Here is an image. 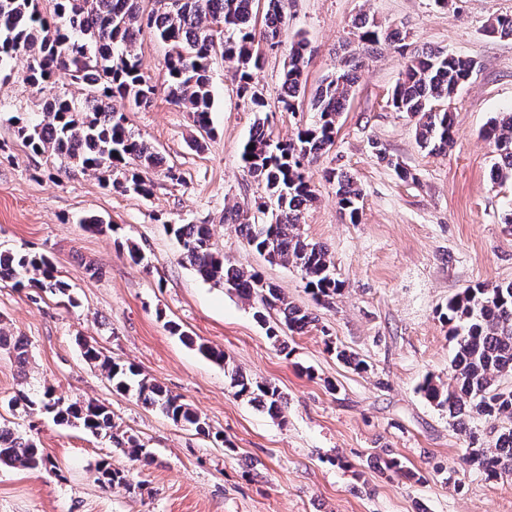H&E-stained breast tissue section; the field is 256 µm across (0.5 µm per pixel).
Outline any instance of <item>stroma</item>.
<instances>
[{
    "instance_id": "obj_1",
    "label": "stroma",
    "mask_w": 512,
    "mask_h": 512,
    "mask_svg": "<svg viewBox=\"0 0 512 512\" xmlns=\"http://www.w3.org/2000/svg\"><path fill=\"white\" fill-rule=\"evenodd\" d=\"M286 10L283 45L266 51L255 78L269 103L294 40L308 43L312 91L345 52L359 51L353 22L360 15L403 37L402 47L385 45L366 59L336 142L319 163L356 179L358 223L341 217L332 184L313 176L317 199L302 233L328 249L345 282L328 307L316 304L299 271L266 262L224 219L228 208L253 211L264 188L241 167L254 114L223 58L211 63L215 135L203 149L190 146L198 135L191 113L165 94L149 110L129 113L132 130L182 175L175 182L153 173L146 198L113 190L110 173L30 154L15 137L13 117L41 119L53 91L77 100L83 92L65 79L53 89L31 86L21 59L0 73V250L48 255L78 301L72 307L0 281V329L30 343L26 369L0 353V398L50 388L97 401L111 410L118 432L135 435L154 456L147 466L107 436L2 406L0 417L34 435L55 467L1 468L0 512H512V476L492 478L463 464L462 435L418 390L425 377H448L456 346L442 317L449 298L476 283L512 282V226L504 222L512 184L492 182L493 147L482 137L492 117L512 110V38L486 32L491 19L512 16V0H287ZM417 50L476 63L450 104L456 141L444 155L421 149L414 118L391 104ZM375 142L408 179L378 158ZM90 213L110 219L111 230L86 231L80 219ZM168 220L209 225L217 250L313 312L316 326L282 345L269 339L255 302L201 281L181 261ZM126 241L141 247V264L129 260ZM169 320L223 350L226 365L171 335ZM82 340L179 396L223 443L113 391L82 358ZM339 348L364 359L367 371L338 361ZM234 370L276 386L283 417L236 396ZM393 457L415 479L387 470ZM104 458L129 472L131 487L97 482Z\"/></svg>"
}]
</instances>
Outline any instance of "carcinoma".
Returning <instances> with one entry per match:
<instances>
[{"label":"carcinoma","mask_w":512,"mask_h":512,"mask_svg":"<svg viewBox=\"0 0 512 512\" xmlns=\"http://www.w3.org/2000/svg\"><path fill=\"white\" fill-rule=\"evenodd\" d=\"M260 0H166L164 6L145 12L142 0H55L53 17L43 16L39 0H0V69L14 59L26 60L24 80L33 86L50 82L61 72L84 90L74 100L59 94L44 103L43 118L33 121L13 117L15 132L23 146L34 155L57 156L83 171H119L122 179L112 187L148 196L153 190L149 171L161 166L162 158L129 128L126 113L147 109L158 95V87L144 76L136 53L143 32L169 46L165 96L191 112L201 135L214 134L211 122L212 94L210 65L219 54L233 68L239 95L259 113L242 146L244 170L262 184L266 196L256 201V211L267 215L261 224L236 212L231 220L247 245L270 264L292 266L305 280V288L323 304L345 288L336 276L328 250L309 241L300 232L307 206L315 199L310 166L335 142L336 126L345 110L357 79L361 59L342 58L335 71L316 88L311 100L315 112L309 123L296 127L285 141L273 138L267 103L254 90V72L264 62L262 44H282L288 26L286 0H265L262 27H257L254 8ZM356 28L359 42L367 52L382 44L394 45L398 36L366 16ZM487 30L500 38H512V17H497ZM307 43H290L288 64L277 97L280 112L295 113L306 97L304 79ZM476 62L441 51H423L410 57L404 78L392 93V106L416 118L415 136L420 148L445 153L455 143V129L449 109L434 107L449 103L470 79ZM484 137L494 147L491 179L512 182V111L491 120ZM326 181L335 185L336 203L349 222H359L362 193L354 177L334 168L324 171ZM181 260L204 282L222 285L241 297L257 302L255 317L262 323L278 316L279 324L301 334L316 323L312 312L288 302L280 288L265 281L256 271L232 264L213 247L207 224L172 222ZM0 280H11L16 288H36L67 299L76 305L69 285L58 278L51 260L34 251L0 250ZM444 320L452 325L456 339L448 383L431 377L419 385V392L431 404L448 411L465 437V460L496 478L512 474V426L503 427L492 447L484 446L469 427L477 415L490 423L503 418L512 421V390L499 388L498 377L512 373V282L477 283L448 300ZM170 333L196 347L216 362H225L224 351L198 342L169 321ZM0 351L19 367L29 360L27 340L0 331ZM84 359L97 366L118 391L135 392L143 404L159 410L174 423L189 425L196 434L210 438L211 426L181 398L160 385L140 377L132 364L105 357L93 344H82ZM236 395L262 404L278 418L285 402L279 390L264 382L231 375ZM13 409L22 406L52 417L58 425H80L93 434H104L118 446L128 448L131 457L153 461L152 453L134 436L114 431L112 414L93 400L67 401L47 388L33 399L22 392L8 399ZM52 462L36 440L0 420V468L46 469ZM97 481L105 487H131L129 473L104 460L97 468Z\"/></svg>","instance_id":"cac0c4a2"}]
</instances>
